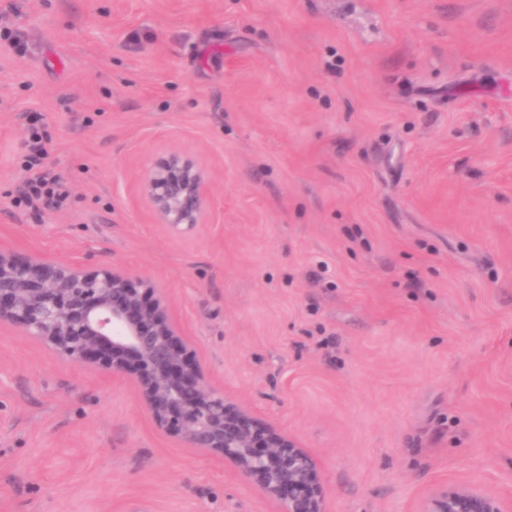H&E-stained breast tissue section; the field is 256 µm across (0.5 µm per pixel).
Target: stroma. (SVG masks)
I'll return each instance as SVG.
<instances>
[{
    "label": "stroma",
    "mask_w": 512,
    "mask_h": 512,
    "mask_svg": "<svg viewBox=\"0 0 512 512\" xmlns=\"http://www.w3.org/2000/svg\"><path fill=\"white\" fill-rule=\"evenodd\" d=\"M33 112L61 208L15 204ZM166 147L218 167L188 240L137 199ZM0 244L164 282L331 512L512 496V0H0ZM135 502L275 512L131 382L0 327V512ZM512 497L502 498L464 484L439 483L423 496L418 512H511Z\"/></svg>",
    "instance_id": "35a3bbf8"
}]
</instances>
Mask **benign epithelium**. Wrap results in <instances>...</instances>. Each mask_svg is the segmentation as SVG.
Instances as JSON below:
<instances>
[{"instance_id": "benign-epithelium-1", "label": "benign epithelium", "mask_w": 512, "mask_h": 512, "mask_svg": "<svg viewBox=\"0 0 512 512\" xmlns=\"http://www.w3.org/2000/svg\"><path fill=\"white\" fill-rule=\"evenodd\" d=\"M215 174L198 156L163 151L147 161L139 200L166 233L191 236L209 223ZM0 326L74 365L135 383L161 431L224 460L278 512H328L316 458L208 383L157 279L122 265L92 268L79 258L58 262L0 245ZM418 512H512V497L439 483Z\"/></svg>"}]
</instances>
